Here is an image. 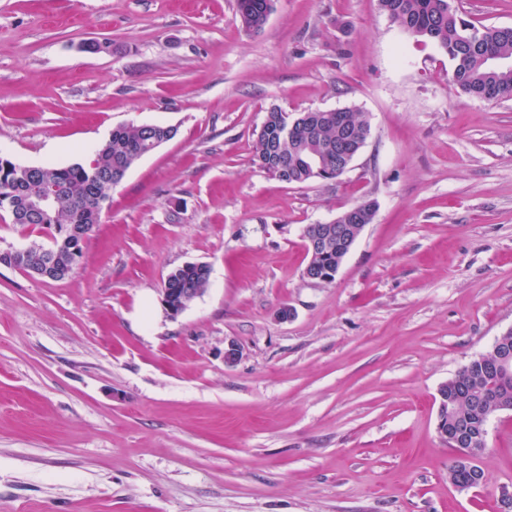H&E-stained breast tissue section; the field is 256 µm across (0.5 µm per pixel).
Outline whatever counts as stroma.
I'll use <instances>...</instances> for the list:
<instances>
[{
	"label": "stroma",
	"instance_id": "1",
	"mask_svg": "<svg viewBox=\"0 0 512 512\" xmlns=\"http://www.w3.org/2000/svg\"><path fill=\"white\" fill-rule=\"evenodd\" d=\"M458 9L512 26V0ZM451 68L378 0H274L256 32L236 0H0L1 157L84 164L117 127L177 130L71 276L0 264V512H501L512 411L470 491L436 417L512 330V99ZM273 106L352 107L370 136L338 179L289 185L253 162ZM366 199L334 281L310 283L304 226ZM189 262L210 280L173 317L161 289Z\"/></svg>",
	"mask_w": 512,
	"mask_h": 512
}]
</instances>
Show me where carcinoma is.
Segmentation results:
<instances>
[{
    "label": "carcinoma",
    "mask_w": 512,
    "mask_h": 512,
    "mask_svg": "<svg viewBox=\"0 0 512 512\" xmlns=\"http://www.w3.org/2000/svg\"><path fill=\"white\" fill-rule=\"evenodd\" d=\"M380 8L401 31L428 40L448 55L452 63L451 80L466 95L485 100L512 97V69L492 70L491 58H512V27L477 26L462 18L451 0H379ZM237 14L248 30L261 29L271 12L272 0H236ZM345 122L336 125V110L308 111L294 132H288L282 109H268L257 136L254 163L273 177L283 172L298 184L336 179V139L343 133L363 139L370 131L367 121L353 108H345ZM171 126L146 129L138 125L121 126L86 164L65 167L42 166L41 179L60 186L56 208L48 213L26 216L18 224L37 229L54 240L60 268L45 267L42 276L53 280L66 277L81 257L80 240L92 230L108 197L105 171L116 166L131 168L148 154L153 136L172 139ZM26 167L0 159V186L13 184L19 194L29 188ZM210 273L204 265L173 269L169 288H205ZM452 408L451 429L464 427L473 436V447H482L487 435L486 419L497 405L512 403V377L497 378L489 363L473 360L445 384Z\"/></svg>",
    "instance_id": "carcinoma-1"
}]
</instances>
